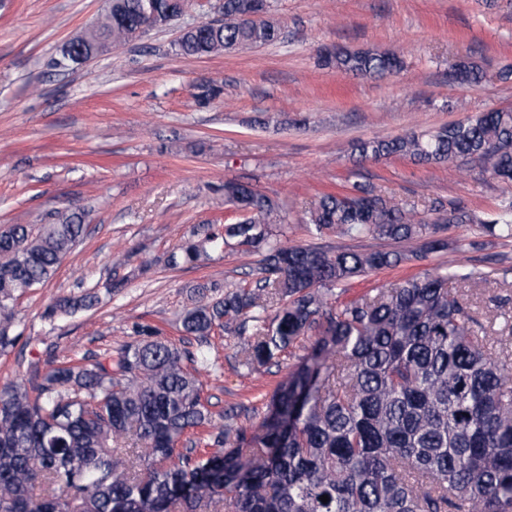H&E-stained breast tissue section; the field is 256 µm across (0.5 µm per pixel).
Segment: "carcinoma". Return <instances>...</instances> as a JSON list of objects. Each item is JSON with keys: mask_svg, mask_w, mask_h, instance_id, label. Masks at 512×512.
Listing matches in <instances>:
<instances>
[{"mask_svg": "<svg viewBox=\"0 0 512 512\" xmlns=\"http://www.w3.org/2000/svg\"><path fill=\"white\" fill-rule=\"evenodd\" d=\"M184 0H110L104 21L68 42L56 65L92 59L134 37L144 13L179 16ZM220 21L184 31L181 55L205 58L277 40L243 0H224ZM323 62L380 79L402 66L392 53L327 49ZM364 158L423 164L484 161L512 181V108H495L436 131L357 144ZM234 224H197L171 253L172 268L235 244L259 257L249 285L191 286L179 330L191 351L149 324L116 352L29 362L0 386V512H512V351L493 348L468 289L486 276L452 260L374 294L346 301L359 277L450 249L448 211L417 218L355 184L322 192L308 212L313 236L419 241L414 250L283 246L280 206L261 191L224 182ZM77 209L37 232L0 229V352L15 347V302L47 282L88 234ZM482 232L512 238V205ZM340 292H335V287ZM94 290L56 300L52 321L89 311ZM233 328L250 370L277 366L303 338L305 354L270 393L255 428L232 429L216 412L202 374L221 370L210 337ZM184 448H178L180 442ZM328 496L324 503L320 497Z\"/></svg>", "mask_w": 512, "mask_h": 512, "instance_id": "obj_1", "label": "carcinoma"}]
</instances>
